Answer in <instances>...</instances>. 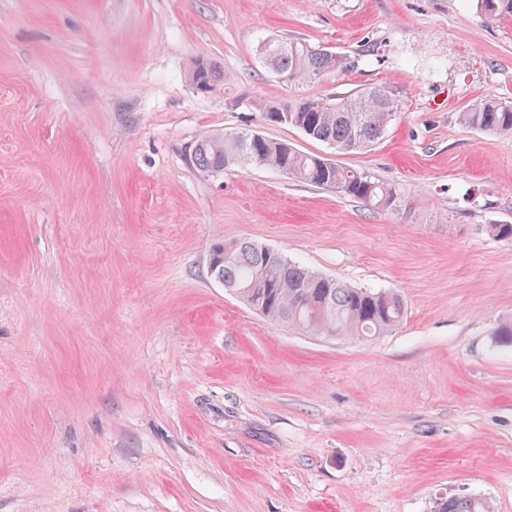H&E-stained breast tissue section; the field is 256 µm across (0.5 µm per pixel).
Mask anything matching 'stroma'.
I'll use <instances>...</instances> for the list:
<instances>
[{
    "label": "stroma",
    "mask_w": 512,
    "mask_h": 512,
    "mask_svg": "<svg viewBox=\"0 0 512 512\" xmlns=\"http://www.w3.org/2000/svg\"><path fill=\"white\" fill-rule=\"evenodd\" d=\"M297 38L345 69L287 84ZM224 70L198 92L194 59ZM387 86L361 152L264 124L239 95ZM512 17L473 0H0V512H512ZM250 129L396 187L372 209L198 137ZM249 238L397 292L391 333L274 324L208 274ZM461 121L468 127L492 134L512 135V105L487 100L461 112ZM438 512H490L486 502L475 496H449L438 504Z\"/></svg>",
    "instance_id": "1"
}]
</instances>
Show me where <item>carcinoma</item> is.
Instances as JSON below:
<instances>
[{
    "mask_svg": "<svg viewBox=\"0 0 512 512\" xmlns=\"http://www.w3.org/2000/svg\"><path fill=\"white\" fill-rule=\"evenodd\" d=\"M475 2L489 22L512 17V0ZM261 51L270 69L290 83L314 81L346 67L342 56L298 40L273 37L263 43ZM188 79L197 89L210 92L224 86V70L196 59ZM253 105L265 124L296 128L344 152L373 146L398 112L396 94L386 86L341 98L256 100ZM461 121L483 132L512 135V105L496 100L480 102L461 113ZM191 158L205 173H221L230 166H260L334 189L377 209H391L397 202L396 189L368 172L340 167L329 159L299 152L284 141L248 131L205 135L195 143ZM208 274L269 321L310 336H383L405 314L403 301L395 293L355 288L293 263L252 240L237 239L214 247ZM438 512L489 509L479 497L450 496L441 500Z\"/></svg>",
    "mask_w": 512,
    "mask_h": 512,
    "instance_id": "1",
    "label": "carcinoma"
}]
</instances>
